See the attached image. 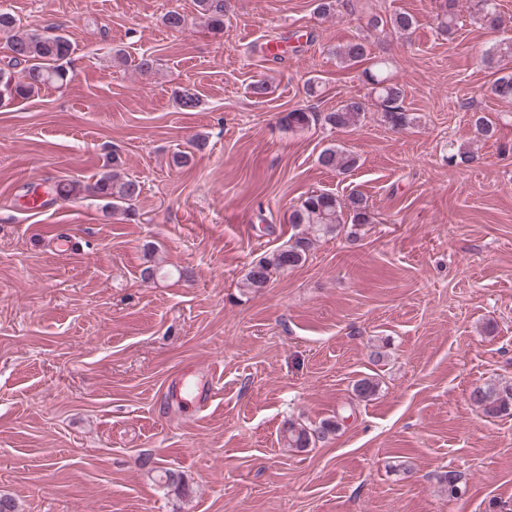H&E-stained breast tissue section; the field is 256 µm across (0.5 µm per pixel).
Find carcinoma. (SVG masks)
Returning a JSON list of instances; mask_svg holds the SVG:
<instances>
[{"instance_id": "carcinoma-1", "label": "carcinoma", "mask_w": 512, "mask_h": 512, "mask_svg": "<svg viewBox=\"0 0 512 512\" xmlns=\"http://www.w3.org/2000/svg\"><path fill=\"white\" fill-rule=\"evenodd\" d=\"M198 13L213 29L224 27L229 0H196ZM438 27L453 35L458 23L459 0H436ZM467 11L476 21L490 28L502 25L496 5L487 0H466ZM343 7L356 15L367 37L355 39L336 47V60L349 67L362 61H370L363 71L370 101L380 112V120L394 130L405 129L419 122V117L404 106L405 93L401 85L388 72L389 62L372 54L368 37L385 31L409 37L416 19L409 12L385 14L374 7L369 0H318L316 11L323 19L334 15ZM0 32L9 34L10 56L0 67V102L13 99H27L44 88L61 87L70 81L66 60L71 54L72 44L63 34H48L37 25L22 27L15 17L0 11ZM484 62L493 70L492 93L503 101H512V36L500 39L484 53ZM22 67L21 78L15 77V68ZM368 112L367 104L361 99L349 98L325 115V122L333 128L348 129L359 125ZM315 113L306 108H296L281 117V122L290 129H304L314 120ZM476 133L485 140L493 138L497 122L482 116L473 122ZM479 160L473 150L460 146L448 154V165L468 166ZM318 164L331 171L347 173L358 164V157L338 146L323 149L317 158ZM49 195L63 200L75 199L84 194L104 202L110 213H127L126 205L138 199L142 192L141 182L121 174L117 164L112 171L104 172L92 182L60 179L46 188ZM292 224H305L303 236L284 248H278L251 262L243 279V287L259 291L267 287L273 275L301 266L315 241L326 235L335 234L345 224L360 226L372 223V213L367 199L359 193H352L341 201L327 192H311L289 216ZM379 382L374 377H365L354 385V395L360 400L374 396ZM471 399L489 417L512 416V383L485 384L475 387ZM340 429L339 419H324L313 426L305 422L288 421L283 427L282 440L286 447L303 452L323 443ZM160 483L177 494L186 492L182 475L166 470L159 475ZM460 476L450 470L439 477L440 484L448 496L460 492Z\"/></svg>"}]
</instances>
